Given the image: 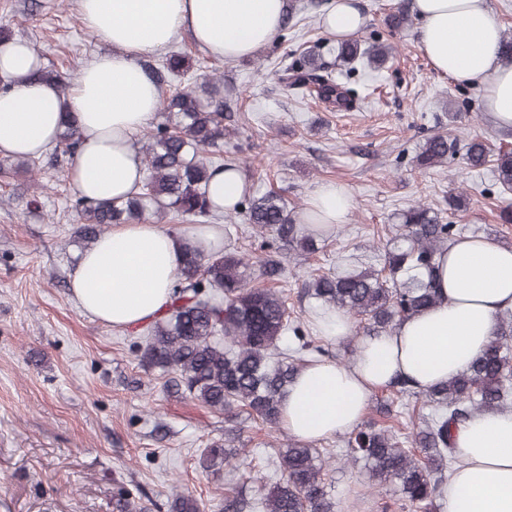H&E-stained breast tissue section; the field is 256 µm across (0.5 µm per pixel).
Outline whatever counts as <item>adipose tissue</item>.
Wrapping results in <instances>:
<instances>
[{"label":"adipose tissue","mask_w":512,"mask_h":512,"mask_svg":"<svg viewBox=\"0 0 512 512\" xmlns=\"http://www.w3.org/2000/svg\"><path fill=\"white\" fill-rule=\"evenodd\" d=\"M83 26L110 52L86 63L63 94L32 76L40 58L22 42L0 45V154L35 156L56 143L64 114L76 117L81 145L70 170L76 191L109 201L138 189L145 175L135 141L161 106L142 55L165 50L181 34L207 55L234 63L255 56L283 27L285 0H78ZM418 45L432 69L481 92L497 125L512 129V64L501 54V29L487 0H413ZM324 28L348 39L364 24L353 0H332ZM246 186L239 168L215 170L208 193L223 209ZM352 197L333 182L316 186L301 214L328 229L348 223ZM203 254L224 246L219 224L173 231L158 224H116L83 254L71 279L78 306L105 325L124 329L164 310L184 260L183 243ZM438 305L363 336L350 364L302 367L282 403L289 436L319 441L352 431L373 392L397 378L428 388L470 369L512 309V249L459 237L436 259ZM460 468L439 498L442 512H512V412L483 410L454 431Z\"/></svg>","instance_id":"obj_1"}]
</instances>
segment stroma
Instances as JSON below:
<instances>
[{
	"instance_id": "1",
	"label": "stroma",
	"mask_w": 512,
	"mask_h": 512,
	"mask_svg": "<svg viewBox=\"0 0 512 512\" xmlns=\"http://www.w3.org/2000/svg\"><path fill=\"white\" fill-rule=\"evenodd\" d=\"M409 2L356 0L366 20L361 39L380 38L390 53L380 69H364L362 99L347 111L279 80L297 49H313L335 66L337 41L320 22L328 0H294L287 39L232 65L188 36L172 44L199 73L223 76L233 109L223 157L245 172L250 195L275 191L296 209L322 182L351 193L350 219L324 249L284 255L279 286L301 319L319 307L305 292L309 276L339 271L350 258L369 259L398 214L416 203L430 204L464 235L512 247V224L498 219L512 206V192H498L491 166L470 167L460 154L434 167L416 162L434 132L512 150V130L497 128L480 91L431 69L415 25L389 30L387 15ZM1 25L44 66L74 75L109 50L83 27L75 0H0ZM452 112L459 115L453 124ZM40 165L45 188L38 195L29 175L0 169V512H116L123 488L146 494L149 512H169L178 493L221 512L231 475H274L285 434L246 413L230 417L165 391L166 374L138 363L142 327L115 330L80 309L70 291L82 253L74 237L76 190L66 176L71 161L49 151ZM460 192L465 206L449 209V195ZM218 438L237 454L230 469L213 473L200 459ZM346 441L339 434L321 442L331 452L325 472L338 512H347L351 490L370 485L365 469L341 455Z\"/></svg>"
}]
</instances>
